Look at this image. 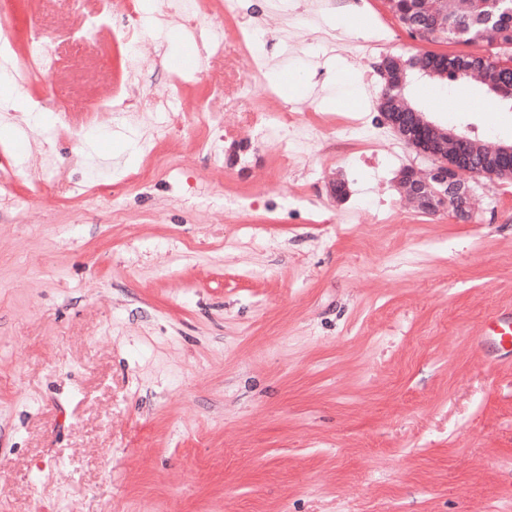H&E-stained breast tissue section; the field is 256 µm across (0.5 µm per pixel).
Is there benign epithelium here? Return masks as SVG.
Listing matches in <instances>:
<instances>
[{
  "instance_id": "7a95c632",
  "label": "benign epithelium",
  "mask_w": 512,
  "mask_h": 512,
  "mask_svg": "<svg viewBox=\"0 0 512 512\" xmlns=\"http://www.w3.org/2000/svg\"><path fill=\"white\" fill-rule=\"evenodd\" d=\"M412 116L425 138L419 140L413 137L389 119L388 113H382L385 122L409 148L433 161V167L427 173L414 167L402 171L399 183L403 193L421 207L435 198L442 200L440 205L427 208L431 213L458 205L467 206L471 199V188L466 177H489L491 172L482 166L470 171L458 170L457 165L463 161V157L455 153L460 136L428 120L423 112H414Z\"/></svg>"
}]
</instances>
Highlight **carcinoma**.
<instances>
[{
    "instance_id": "cac0c4a2",
    "label": "carcinoma",
    "mask_w": 512,
    "mask_h": 512,
    "mask_svg": "<svg viewBox=\"0 0 512 512\" xmlns=\"http://www.w3.org/2000/svg\"><path fill=\"white\" fill-rule=\"evenodd\" d=\"M433 16L435 40L463 42L465 44L484 42L489 47L488 54L473 56L476 73L456 65L458 56L443 53H418L410 60L426 68L442 66L448 69V83L476 82L480 94L494 102L501 110L512 111V98L500 94V91L512 86V56L506 52L512 50V23L504 22L503 10L512 7V0H421ZM463 141L458 143L456 151L475 165L487 161L485 143L477 136L463 131ZM495 177L512 180V156L492 158Z\"/></svg>"
}]
</instances>
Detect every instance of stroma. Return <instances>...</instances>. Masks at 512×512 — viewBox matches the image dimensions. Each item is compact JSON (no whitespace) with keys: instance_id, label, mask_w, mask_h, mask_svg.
I'll use <instances>...</instances> for the list:
<instances>
[{"instance_id":"obj_1","label":"stroma","mask_w":512,"mask_h":512,"mask_svg":"<svg viewBox=\"0 0 512 512\" xmlns=\"http://www.w3.org/2000/svg\"><path fill=\"white\" fill-rule=\"evenodd\" d=\"M153 2H9L17 59L33 26L55 48L50 77L6 94L56 125L59 163L45 173L34 135L20 159L0 124V512H512V352L485 333L512 311V181L479 179L468 222L421 212L397 178L432 163L377 107L384 57L486 46L413 39L387 0H320L298 42L327 26L381 46L298 61L288 85L253 78L250 44L208 52L176 17L156 36ZM242 6L200 0L198 23H254L276 50L284 14ZM134 19L132 71L116 34ZM175 90L152 156L98 109ZM451 92L467 110L431 107L423 81L409 98L512 142L474 85ZM283 108L312 130L301 152L259 135Z\"/></svg>"}]
</instances>
